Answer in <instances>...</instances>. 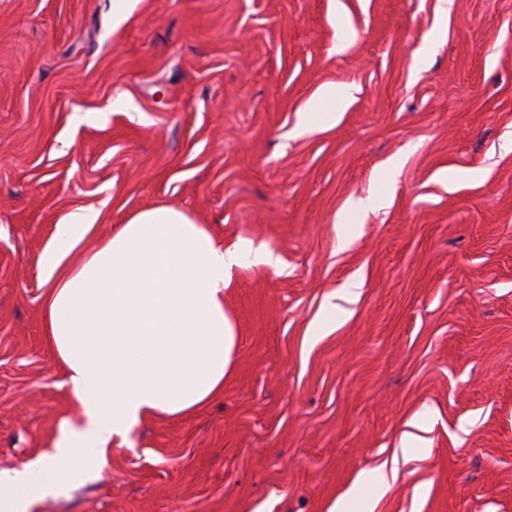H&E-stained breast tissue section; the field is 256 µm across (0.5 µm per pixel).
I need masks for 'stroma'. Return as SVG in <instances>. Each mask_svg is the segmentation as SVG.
<instances>
[{"label": "stroma", "instance_id": "35a3bbf8", "mask_svg": "<svg viewBox=\"0 0 512 512\" xmlns=\"http://www.w3.org/2000/svg\"><path fill=\"white\" fill-rule=\"evenodd\" d=\"M160 204L278 260L224 290L234 368L29 512H330L413 419L374 512H512V0H0V471L83 419L57 225L97 216L74 267ZM351 97V86H334L323 89L313 100L309 110L305 112L304 125L334 122L336 120V105L344 103Z\"/></svg>", "mask_w": 512, "mask_h": 512}]
</instances>
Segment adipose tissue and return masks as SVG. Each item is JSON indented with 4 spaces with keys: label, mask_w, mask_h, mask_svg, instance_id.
Returning a JSON list of instances; mask_svg holds the SVG:
<instances>
[{
    "label": "adipose tissue",
    "mask_w": 512,
    "mask_h": 512,
    "mask_svg": "<svg viewBox=\"0 0 512 512\" xmlns=\"http://www.w3.org/2000/svg\"><path fill=\"white\" fill-rule=\"evenodd\" d=\"M93 223L78 215L57 225L43 268L47 336L86 422L62 430L30 469L0 472V512H26L93 476L108 443L145 417L181 415L219 395L236 346L224 311L231 272L248 260L277 263L248 242L224 247L182 210L158 205L66 267Z\"/></svg>",
    "instance_id": "ef3b65f1"
}]
</instances>
